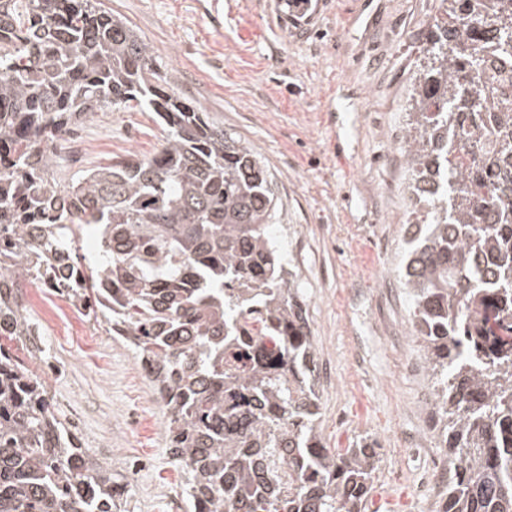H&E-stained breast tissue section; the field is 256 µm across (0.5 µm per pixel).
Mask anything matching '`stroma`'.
Masks as SVG:
<instances>
[{
	"label": "stroma",
	"instance_id": "35a3bbf8",
	"mask_svg": "<svg viewBox=\"0 0 512 512\" xmlns=\"http://www.w3.org/2000/svg\"><path fill=\"white\" fill-rule=\"evenodd\" d=\"M151 44L169 81L254 148L274 178L270 231L306 303L328 447L377 439L379 512H433L419 474L442 449L433 393L398 271L413 208L403 146L406 107L440 0H327L308 35L287 0H105ZM80 166L145 157L164 131L152 113L107 108L82 123ZM25 315L59 418L112 471L123 512H186L164 410L134 351L59 298L31 286Z\"/></svg>",
	"mask_w": 512,
	"mask_h": 512
}]
</instances>
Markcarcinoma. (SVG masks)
Segmentation results:
<instances>
[{"instance_id":"cac0c4a2","label":"carcinoma","mask_w":512,"mask_h":512,"mask_svg":"<svg viewBox=\"0 0 512 512\" xmlns=\"http://www.w3.org/2000/svg\"><path fill=\"white\" fill-rule=\"evenodd\" d=\"M440 4L406 112L399 278L459 467L438 512H512V0ZM112 106L153 112L161 149L64 177L62 134ZM2 135L0 512H121L112 471L4 346L42 352L19 283L64 266L60 295L143 365L187 512H363L379 451L322 444L313 336L258 153L184 99L104 0H0ZM90 231L100 249L82 256Z\"/></svg>"}]
</instances>
